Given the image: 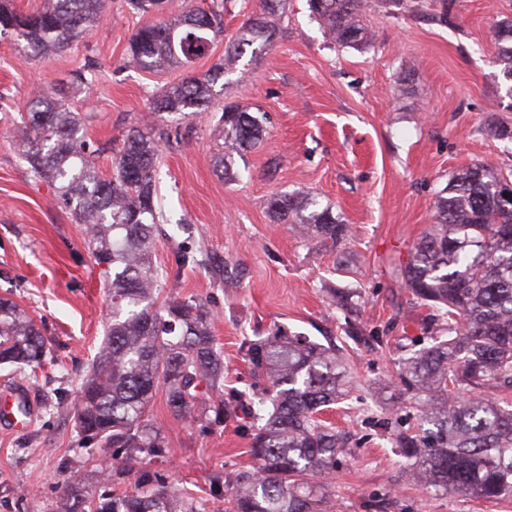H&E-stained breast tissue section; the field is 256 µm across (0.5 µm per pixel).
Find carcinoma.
I'll use <instances>...</instances> for the list:
<instances>
[{"instance_id": "1", "label": "carcinoma", "mask_w": 512, "mask_h": 512, "mask_svg": "<svg viewBox=\"0 0 512 512\" xmlns=\"http://www.w3.org/2000/svg\"><path fill=\"white\" fill-rule=\"evenodd\" d=\"M166 14L131 36L130 60L148 73L205 56L224 31V0L174 9L172 0H128L138 14ZM108 0H42L32 12L0 0V33L12 32L35 54L68 50L99 22ZM324 34L338 45L367 46L373 35L362 21L364 0H308ZM286 0H261L224 48V57L202 75L164 86L152 99L158 116L195 117L209 111L216 85L246 52L255 58L281 30ZM419 20L446 25L445 0H408ZM503 78L512 83V16L489 31ZM63 93L34 94L17 130L21 160L52 186L60 202L85 225L96 265L104 268L111 317L77 398L66 406L82 439L99 450L107 473L97 485L79 476L65 480L56 512H206L185 503L144 461L163 455L162 431L147 410L157 391L178 419L221 425L242 420L251 430L256 466L227 479L217 475L211 495L226 512H328L330 484L348 438L321 418L350 387L349 362L331 347L300 336L259 337L243 343L254 382L224 398V352L213 335L214 313L199 298L158 301L169 272L152 261L154 231L163 219L157 174L161 143L170 131L126 136L112 175H100L81 132L85 118L61 101ZM265 117L230 103L221 107L215 167L233 180L235 157L259 143ZM512 177L489 164L453 175L434 203L433 224L411 247L399 276L413 298L448 323V334L398 362V378L420 402V425L401 432L405 468L435 493L454 492L481 501L512 499V410L488 397L512 387V199L503 185ZM271 219L310 242L337 243L347 226L312 193L271 199ZM50 343L34 319L0 298V366L36 375ZM124 481L122 494L113 483Z\"/></svg>"}]
</instances>
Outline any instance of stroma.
<instances>
[{
	"label": "stroma",
	"instance_id": "stroma-1",
	"mask_svg": "<svg viewBox=\"0 0 512 512\" xmlns=\"http://www.w3.org/2000/svg\"><path fill=\"white\" fill-rule=\"evenodd\" d=\"M259 5L224 0V33L209 54L163 77L128 59V41L145 18L127 0H109L100 21L59 55L28 56L22 40L0 35V298L36 320L54 357L34 378L0 368V389H22L30 406L26 428L0 419V512H55L64 478L75 474L92 485L99 467L97 449L84 445L56 406L74 401L102 343L105 276L83 225L15 151L31 97L84 71L92 86L71 91L68 103L85 116L97 167L110 174L124 135L149 131L155 93L209 70ZM510 11L512 0H448V23L430 25L365 0L373 42L355 48L325 38L307 0H288L276 40L260 57L239 61L246 77L223 78L222 102L267 117L263 142L237 158L234 181L214 167L217 113L166 118L179 135L162 147L158 190L168 222L154 261L169 269L187 251L196 262L164 281L161 295L200 298L215 313L225 392L251 383L242 346L258 336L281 331L331 342L349 360L354 388L327 414L351 436L331 512H512V501L427 491L409 478L392 443L419 424L397 364L433 326L399 269L453 173L479 163L512 171V140L489 132L494 124L512 128V97L488 36ZM298 190L332 204L349 230L343 242L308 243L271 221L269 200ZM333 288L356 291V313L331 305ZM148 415L166 437L162 477L188 499L205 501L208 512H224V502L209 496L210 479L253 466L248 435L232 424L176 419L161 393Z\"/></svg>",
	"mask_w": 512,
	"mask_h": 512
}]
</instances>
